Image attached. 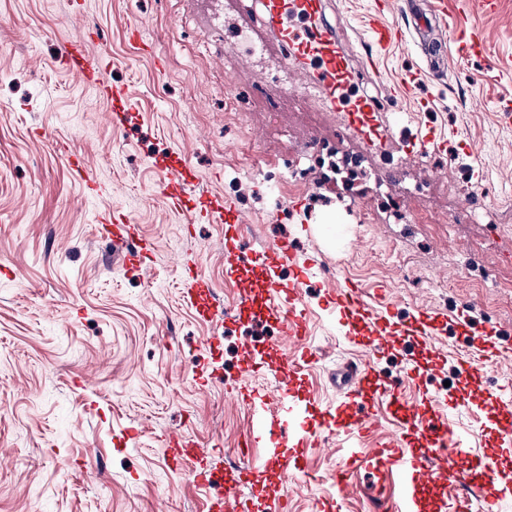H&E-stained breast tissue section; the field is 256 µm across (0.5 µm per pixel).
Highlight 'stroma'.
<instances>
[{
    "instance_id": "35a3bbf8",
    "label": "stroma",
    "mask_w": 512,
    "mask_h": 512,
    "mask_svg": "<svg viewBox=\"0 0 512 512\" xmlns=\"http://www.w3.org/2000/svg\"><path fill=\"white\" fill-rule=\"evenodd\" d=\"M238 2L81 0L75 15L72 0H0V512H211L218 491L197 484L196 458L171 464L175 437L206 451L209 468L233 486L231 502L249 512H275L282 498L288 512H386L403 493L395 472H352L346 494L338 472L352 451L396 438L427 448L431 439L383 406L357 435L331 421L336 378L355 369L383 387L401 382L402 400L440 416L472 458L496 464L491 487L417 480L418 512H450L457 494H491L498 512H512V448L500 444L512 378L482 363L475 383L486 396L473 399L460 371L486 331L512 353V114L503 109L512 102V0L491 12L475 0H424L440 32L483 35L468 54L447 43L441 74L425 69L408 35L389 43L372 73L355 31L376 0H327L325 22L358 74L350 95L376 101L393 127L377 148L348 135L345 148L371 168L360 193L329 190L315 167L291 190L270 180L303 144L335 135L341 115L299 90L276 44L261 56L225 50L226 32L255 24ZM132 21L151 54L128 40ZM78 28L135 102L121 128L106 118L110 101L57 62ZM407 76L408 96L392 97ZM229 90L243 100L231 114ZM419 95L434 98L433 110L409 112ZM403 111L407 120L394 125ZM430 131L446 145L407 157L409 141ZM61 143L111 196L88 194ZM176 152L198 174L196 196L241 215L246 263L227 264L223 222L172 210L158 192L157 164ZM451 182L485 189L476 223L462 220L471 200L443 193ZM433 183L440 190L424 204L440 223L405 224L403 210L417 202L404 187ZM106 205L152 242L139 269L97 224ZM282 242L295 259L280 262L278 279L297 285L307 316L295 351L285 319L262 308L265 260ZM197 281L223 315L201 311L190 295ZM348 281L384 322L436 313L440 332L403 334L394 348L368 353L325 306L328 290ZM288 375L292 395L313 406L300 448L275 437L294 417L277 395Z\"/></svg>"
}]
</instances>
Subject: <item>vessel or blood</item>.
<instances>
[{
  "label": "vessel or blood",
  "mask_w": 512,
  "mask_h": 512,
  "mask_svg": "<svg viewBox=\"0 0 512 512\" xmlns=\"http://www.w3.org/2000/svg\"><path fill=\"white\" fill-rule=\"evenodd\" d=\"M262 6L261 24L279 41L287 66L298 73L312 74V81L304 85L305 91L320 97L326 111L343 112L345 125L353 133L361 135L370 146L383 144L390 128L378 122L373 101L366 98L349 101L345 98L344 89L353 77L351 58L345 54L341 41L324 20L323 0H263ZM58 58L82 83L104 90L111 100L123 102L126 109H133L134 102L128 93L112 87L108 82L106 62L89 56L83 33H75L64 40ZM196 181V175L185 166L175 163L166 167L161 187L168 190L172 208H182L185 197L191 193ZM97 217L102 222L123 224L125 231L118 234L117 239L132 243L133 253L148 251L149 241L140 237L126 214L106 207L98 211ZM267 278L271 293L267 310L273 315L287 312L289 340L298 342L305 331L306 317L297 308V291L283 285L275 269H268ZM326 306L335 313L341 324L349 327L364 325L374 318L362 289L352 284L328 290ZM338 390L342 399L335 409L337 420L343 421L349 429H364L372 420L365 407L373 402L376 395L371 376L365 371L343 373L339 378ZM390 403L401 418L417 420L421 430L433 435L435 446L445 449L443 466L431 467L426 454L406 452L397 441L392 440L384 447L350 457V467L388 468L412 481L423 476L432 481H444L453 487L468 483L476 470L485 479H492L494 463L487 460L476 467H468L465 442L449 435L439 417L417 416L407 403L395 395L391 396Z\"/></svg>",
  "instance_id": "b4317fda"
}]
</instances>
